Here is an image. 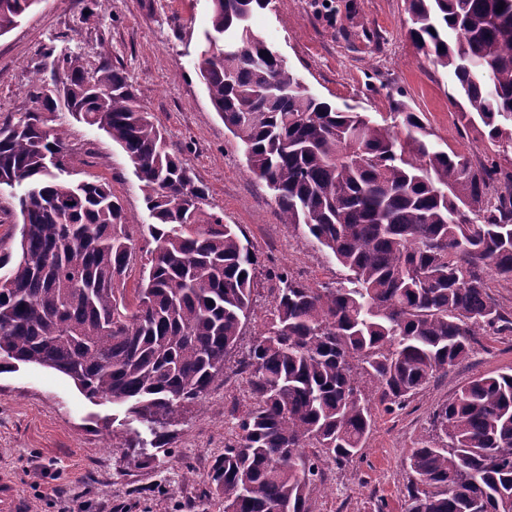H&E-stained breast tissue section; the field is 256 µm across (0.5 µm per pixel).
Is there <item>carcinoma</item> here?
I'll return each instance as SVG.
<instances>
[{
	"label": "carcinoma",
	"instance_id": "1",
	"mask_svg": "<svg viewBox=\"0 0 512 512\" xmlns=\"http://www.w3.org/2000/svg\"><path fill=\"white\" fill-rule=\"evenodd\" d=\"M37 0H0V36ZM199 76L248 171L348 277L313 288L272 270L271 318L239 361L253 407L211 476L224 512H310L320 465L343 466L373 424L371 397L404 407L468 359L479 332L512 333L490 280L512 281V174L435 149L419 113L379 124L304 88L248 24L271 0H211ZM413 43L450 70L461 117L512 146V0H409ZM33 108L0 121V186L19 198L21 255L0 256V373L55 369L90 399L126 406L156 448L185 406L224 379L251 316L256 257L205 209L162 130L111 64H36ZM105 131L141 182L152 224H131L103 180L69 182L59 109ZM155 243L131 295L118 284ZM374 384L372 391L364 382ZM405 459L406 512H504L512 504V372L472 379L432 414ZM313 452L308 453L306 449Z\"/></svg>",
	"mask_w": 512,
	"mask_h": 512
}]
</instances>
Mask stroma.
Segmentation results:
<instances>
[{"mask_svg": "<svg viewBox=\"0 0 512 512\" xmlns=\"http://www.w3.org/2000/svg\"><path fill=\"white\" fill-rule=\"evenodd\" d=\"M211 0H39L0 36V116L30 106L33 69L47 50L123 69L171 149L208 189V204L236 225L259 273L280 268L316 287L346 269L311 243L302 227L282 223L271 191L249 173L236 139L212 107L198 76L210 28ZM249 24L296 71L311 93L349 104L376 121L409 108L420 114L439 149L473 161H505L512 149L463 128L449 100L454 83L409 39L406 0H271ZM68 141V181L109 182L130 223L148 224L134 168L97 127L69 112L52 116ZM228 356L224 380L181 416L176 436L147 448L136 462L112 440L149 432L109 402L89 401L68 377L37 365L0 373V486L16 512H224L209 478L214 459L234 438L253 400L246 375ZM512 369V333L479 337L469 359L431 379L404 408L373 401L374 425L361 454L327 462L310 491L311 512H406L409 471L403 463L427 435L434 409L471 379Z\"/></svg>", "mask_w": 512, "mask_h": 512, "instance_id": "35a3bbf8", "label": "stroma"}]
</instances>
